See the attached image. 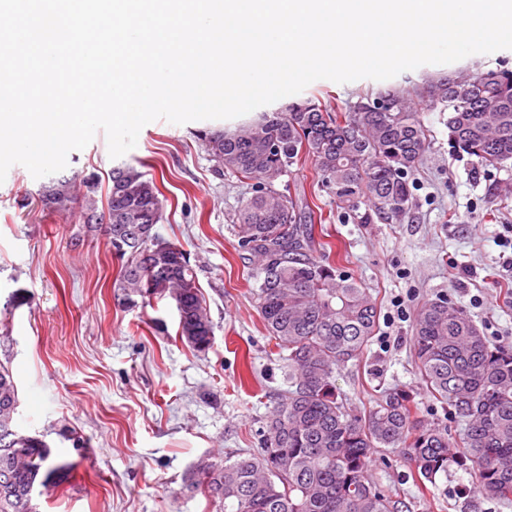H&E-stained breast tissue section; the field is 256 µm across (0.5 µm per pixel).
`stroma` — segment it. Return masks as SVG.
Masks as SVG:
<instances>
[{
  "label": "stroma",
  "instance_id": "stroma-1",
  "mask_svg": "<svg viewBox=\"0 0 512 512\" xmlns=\"http://www.w3.org/2000/svg\"><path fill=\"white\" fill-rule=\"evenodd\" d=\"M477 65L512 68V50L423 65L393 77L339 84L322 79L303 97L344 108L359 95L428 74ZM421 118L430 150L401 220L355 224L316 184L310 161L294 165L289 183L331 215L317 252H330L345 274L376 298L379 326L359 361L336 373V387L355 412L368 411L386 389L417 391L418 415H441L420 394L410 354L411 328L426 299L448 295L496 344H512V270L500 240L512 226V165L486 171L453 156L447 113ZM206 120L145 125L134 149L113 159L97 132L70 152L62 177L98 174L105 201L113 167L130 165L152 179L164 199L155 231L190 255L214 337L198 352L177 336L178 312L165 298L130 307L114 286L118 263L101 235L81 233L78 205H44L50 177L33 178L13 165L0 184V362L18 387L17 429L42 435L52 461L76 465L71 477L39 497L40 512H217L184 489L204 458L220 460L260 448V431L288 388V370L275 352L249 288L252 265L240 249L232 217L249 185L218 175L197 138ZM376 482L401 498L408 512H470L462 487L474 475L449 468L436 495L419 494L400 458L373 465Z\"/></svg>",
  "mask_w": 512,
  "mask_h": 512
}]
</instances>
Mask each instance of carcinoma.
Here are the masks:
<instances>
[{"instance_id":"obj_1","label":"carcinoma","mask_w":512,"mask_h":512,"mask_svg":"<svg viewBox=\"0 0 512 512\" xmlns=\"http://www.w3.org/2000/svg\"><path fill=\"white\" fill-rule=\"evenodd\" d=\"M448 113L452 147L486 170L512 162V69L462 70L409 90L365 94L343 110L311 98L262 112L228 131L199 133L216 171L250 181L251 195L236 210L239 247L257 259L252 291L268 335L288 352V392L261 431V451L220 463L201 460L187 489L224 512H404L401 500L371 475L388 448L410 464L424 489L437 487L456 457L471 463L481 502L512 505V347L492 343L471 316L446 295L417 312L411 350L422 389L443 415L416 418V394L386 392L361 416L346 409L336 371L359 360L373 341L378 304L369 288L315 252L314 211L292 193L301 159L313 164L320 188L357 224L396 220L412 205V185L429 148L414 99ZM106 206L98 183L81 180L83 221L104 237L118 259L115 287L126 304L174 300L178 335L207 351L213 326L184 248L154 232L164 201L155 183L132 166L112 169ZM72 185L44 191L45 204L66 207ZM18 388L0 363V512H39L38 488L74 470L50 464L51 448L15 428ZM462 422L458 438L448 419Z\"/></svg>"}]
</instances>
